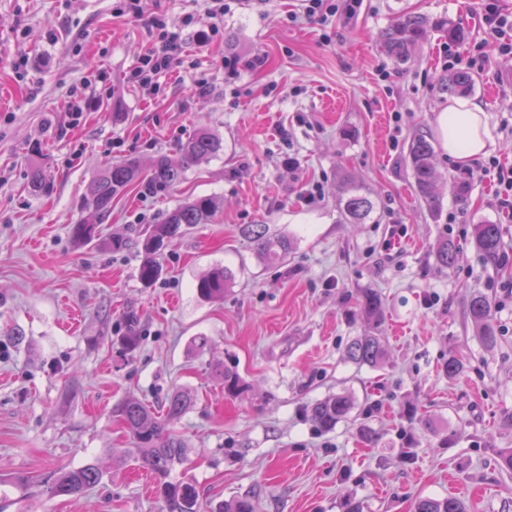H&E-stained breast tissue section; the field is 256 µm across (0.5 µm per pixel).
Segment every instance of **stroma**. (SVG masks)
<instances>
[{
	"label": "stroma",
	"mask_w": 512,
	"mask_h": 512,
	"mask_svg": "<svg viewBox=\"0 0 512 512\" xmlns=\"http://www.w3.org/2000/svg\"><path fill=\"white\" fill-rule=\"evenodd\" d=\"M116 5L0 0V512H165L150 470L113 466L109 449L132 441L112 409L135 399L157 411L177 390L194 404L170 426L189 450L171 477L196 485L202 512L241 497L256 512H413L416 499L448 496L470 512H512V471L500 460L512 448L503 424L512 414V276L484 266L473 241L475 224H500L512 261V212L498 204L495 173L439 151L442 208L432 212L407 164L413 134L433 135L448 105L440 76L489 39L480 0H364L353 20L326 28L300 18L299 0H246L214 37L205 0H151L181 26L186 55L151 97L128 80L151 28ZM405 11L450 22L465 39L432 34L395 64L378 38ZM327 29L336 33L328 45ZM472 73L469 97L488 116L491 154L512 167V53L488 50ZM75 100L84 103L77 123ZM202 127L222 140L218 155L175 188L135 185L113 200L98 240H72L102 165L133 156L149 168ZM35 163L54 184L50 199L24 189ZM348 179L375 204L366 223L343 214ZM457 179L469 184L466 198L452 191ZM311 181L323 186L314 205L300 196ZM201 195L220 200L214 221L169 243L164 275L143 287L137 250L108 240ZM250 224L292 238L285 263L257 254ZM445 238L458 248L448 269L435 260ZM215 267L233 282L211 302L194 285ZM363 288L385 302L378 368L345 357L372 330L355 302ZM476 292L494 303L491 348L466 315ZM130 305L141 336L132 351L120 341ZM452 354L466 363L453 379L442 371ZM224 365L248 391L225 396L213 374ZM337 393L354 409L321 431L311 407ZM413 405L426 423L405 417ZM365 425L376 445L362 443ZM87 463L103 477L77 497H29L15 485Z\"/></svg>",
	"instance_id": "35a3bbf8"
}]
</instances>
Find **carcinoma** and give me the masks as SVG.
<instances>
[{
	"label": "carcinoma",
	"mask_w": 512,
	"mask_h": 512,
	"mask_svg": "<svg viewBox=\"0 0 512 512\" xmlns=\"http://www.w3.org/2000/svg\"><path fill=\"white\" fill-rule=\"evenodd\" d=\"M435 31L443 32L451 42H461L463 31L446 21L432 22L424 15L401 12L391 20L380 38L381 50L396 63L403 64L411 51L427 41ZM474 75L466 70H457L440 79L441 90L445 93L466 95L474 86ZM223 149L222 141L207 129L195 132L178 147L180 159L172 160L166 155L158 156L152 163L147 176L148 188L164 191L180 183L187 170L199 161L216 156ZM434 149L426 136L418 134L408 146V164L412 171L414 186L419 196L434 212L441 207L436 194L435 170L432 164ZM141 175L139 162L129 158L121 162L107 163L89 182L83 200V208L90 217L71 226L72 237L82 243L94 240L95 225L109 216L112 200L125 192ZM27 192L34 197H47L53 193L54 185L42 169L33 167L26 183ZM344 212L356 224L364 223L374 209V203L355 183L349 182L345 189ZM219 209L218 202L211 196L189 199L170 210L159 224L150 225L136 241L141 254L138 267L140 282L149 287L163 274L162 253L172 240L183 236L188 228L196 224H209ZM245 232L252 239L258 254L270 262H282L288 257L293 241L288 236L271 237L266 225L250 224ZM475 245L485 264L506 271L507 260L502 250V228L498 224L485 222L475 225ZM437 263L444 267L454 266L457 252L450 240L443 241L437 248ZM231 274L224 268H215L197 281V293L204 300L224 297V290L230 284ZM360 313L375 322L383 312L380 294L363 289L357 296ZM494 306L491 298L483 293L474 294L468 302L467 313L476 327L481 342L492 347L497 341L493 322ZM127 335L123 342L128 349L138 344V317L129 310L125 313ZM385 356L382 337L370 333L351 340L346 349L349 361L370 367L379 366ZM224 382V393L235 396L242 391L239 375L232 369L216 371ZM193 397L187 391H175L166 400V410L157 415L134 400H125L113 407L112 414L133 440L134 447L123 452L108 449L112 462L125 465L130 460L141 463L157 478L156 491L165 503L167 512H199V493L194 484L184 480L171 479L175 468L184 463L188 449L178 436L166 429V423L179 419L192 406ZM354 408L353 400L346 394H336L314 404L312 420L321 430L328 431L340 421L348 418ZM101 469L95 464L74 468H60L32 480L20 477L16 486L23 492L39 491L49 496H78L98 484ZM414 512H468L467 505L459 498H421L415 502Z\"/></svg>",
	"instance_id": "1"
}]
</instances>
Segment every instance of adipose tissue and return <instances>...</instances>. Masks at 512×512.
<instances>
[{
	"mask_svg": "<svg viewBox=\"0 0 512 512\" xmlns=\"http://www.w3.org/2000/svg\"><path fill=\"white\" fill-rule=\"evenodd\" d=\"M436 135L443 154L457 164H471L488 155L493 141L486 112L463 98L454 99L439 113Z\"/></svg>",
	"mask_w": 512,
	"mask_h": 512,
	"instance_id": "obj_1",
	"label": "adipose tissue"
}]
</instances>
